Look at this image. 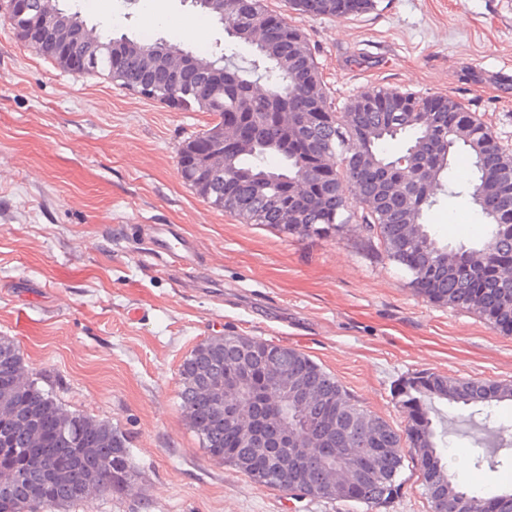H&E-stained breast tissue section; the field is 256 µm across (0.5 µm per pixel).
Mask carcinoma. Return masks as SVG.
I'll list each match as a JSON object with an SVG mask.
<instances>
[{"instance_id":"cac0c4a2","label":"carcinoma","mask_w":512,"mask_h":512,"mask_svg":"<svg viewBox=\"0 0 512 512\" xmlns=\"http://www.w3.org/2000/svg\"><path fill=\"white\" fill-rule=\"evenodd\" d=\"M36 15L58 22L62 29H76L75 51L87 55L80 72L104 77L126 88L130 79L142 78L147 89L140 95L174 108L196 109L213 116L201 132L189 137L178 154L185 184L194 187L193 167L186 163L187 149L201 137H209L224 121L238 116L252 119L255 140L246 141L229 156L211 163L207 191L198 193L213 207L233 215L242 224H267L288 234L338 233L354 224L368 239H375L386 258L410 275L413 290L441 306L466 309L480 316L488 327L512 336V276H497L495 269L512 270V153L505 151L491 130L450 95H424L382 87L333 106L321 78L318 63L303 31L287 22L276 25L275 39L258 49L262 39L258 25L239 26L235 0H224V13L203 11L224 25V51L196 55L161 38L132 41L133 47L118 56L114 44L124 37L104 35L89 27L79 0L60 6V0H34ZM290 7L312 16L346 18L372 10L375 0H288ZM254 48L248 67L234 62L233 47ZM189 57V78L178 95L169 85V68ZM224 71V85L212 76ZM307 101L327 109L321 127L301 125L300 112ZM438 103L440 115L432 123L426 113ZM402 142V156L418 166L415 178L405 179L384 166L396 160L384 145ZM468 164L465 192L490 226L475 247L450 248L429 232L425 216L439 204V194L462 195L449 172L459 158ZM350 160L342 166L344 160ZM324 172L328 183H343L355 196L351 202L340 194L324 196L302 186L292 207L299 223L285 222L273 205L277 182L299 172ZM240 335L225 336L224 343L204 341L191 352L180 372L181 398L191 428L204 448L217 460L234 465L256 484L272 488L267 479L272 459L261 448H252L247 429L293 428L288 447L297 443L296 429L309 421L317 426L307 444L327 466L315 490H290L312 498L355 502L370 508L386 507L399 497L404 456L401 443L413 448L431 512H439L443 498H462L465 512H480L492 497L467 489L448 473L444 434L430 416L433 405L445 402L462 409L512 401V381L463 380L438 372H418L402 379L398 395L407 411L404 433L354 400L343 386L305 353L258 338H250L253 358L252 389L243 397L237 388L242 374L236 364ZM214 367L222 374L232 401L224 423L212 420V404L218 393L197 392L195 373ZM284 383L311 389L302 406L274 399L275 374ZM76 430L74 445L59 450L62 432ZM0 478L21 472L11 490L0 493V512H42L52 506L73 504L116 490H129L132 477L129 449L112 425L81 413L65 412L26 379L22 355L9 340L0 338ZM88 448H108L112 453V477L100 486ZM360 464L378 472L375 480L351 495L340 496L329 488L340 482L344 468Z\"/></svg>"}]
</instances>
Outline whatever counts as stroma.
<instances>
[{
  "label": "stroma",
  "mask_w": 512,
  "mask_h": 512,
  "mask_svg": "<svg viewBox=\"0 0 512 512\" xmlns=\"http://www.w3.org/2000/svg\"><path fill=\"white\" fill-rule=\"evenodd\" d=\"M268 9L305 32L335 106L382 86L455 96L512 151V0H376L346 19ZM88 25L174 41L194 18L204 41L226 34L193 0H83ZM104 78L37 56L0 15V337L30 380L65 410L123 436L131 489L52 512H366L354 502L297 498L217 461L189 427L179 369L199 343L241 334L307 354L369 410L404 428L393 394L406 375L512 380V336L417 295L408 276L355 225L337 236L243 224L184 184L182 142L210 123ZM443 243L486 228L467 197L427 215ZM179 224L199 264L175 269L150 244ZM450 471L473 489H512V437L483 457V415L446 404ZM482 464H475V456ZM385 512H430L405 459Z\"/></svg>",
  "instance_id": "1"
}]
</instances>
